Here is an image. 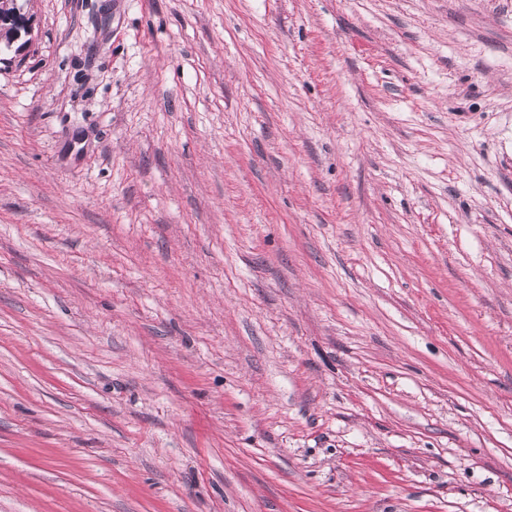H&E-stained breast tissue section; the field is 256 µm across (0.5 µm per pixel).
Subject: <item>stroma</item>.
<instances>
[{
	"instance_id": "1",
	"label": "stroma",
	"mask_w": 512,
	"mask_h": 512,
	"mask_svg": "<svg viewBox=\"0 0 512 512\" xmlns=\"http://www.w3.org/2000/svg\"><path fill=\"white\" fill-rule=\"evenodd\" d=\"M24 12L0 512H512V0Z\"/></svg>"
}]
</instances>
